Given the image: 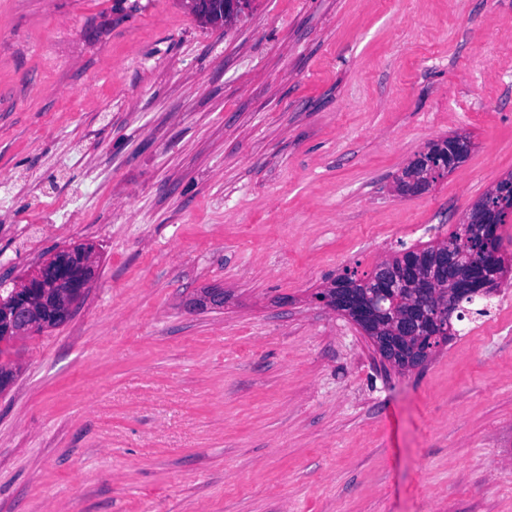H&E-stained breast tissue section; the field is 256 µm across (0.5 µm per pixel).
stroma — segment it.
I'll return each mask as SVG.
<instances>
[{
  "label": "stroma",
  "mask_w": 512,
  "mask_h": 512,
  "mask_svg": "<svg viewBox=\"0 0 512 512\" xmlns=\"http://www.w3.org/2000/svg\"><path fill=\"white\" fill-rule=\"evenodd\" d=\"M509 66L512 0H0V285L96 254L15 343L0 512H512V273L405 371L312 298L512 173ZM244 1L246 0H191L190 2L196 11L206 18L215 15L217 12L233 16L243 7ZM202 17H199V19L204 24H218L213 20H204ZM454 162L452 164H440L438 163V159L443 158L444 155L448 156V163L453 159ZM472 148V143L469 137L465 135L455 134L448 137H444L443 139L433 141L429 144L428 150L426 153H421L420 157L414 161H411L407 167L402 172V176L397 179V190L400 194L406 195L410 193L409 191V182L405 181V177H411L412 175L419 177L418 181L422 182L419 186L420 191L415 192H424L429 189L437 177H442L444 174H448L453 171L460 163H462L470 153ZM431 157L435 158V165L437 166L433 169L431 174L423 175V169L425 168V159H430ZM413 193V194H415Z\"/></svg>",
  "instance_id": "1"
}]
</instances>
